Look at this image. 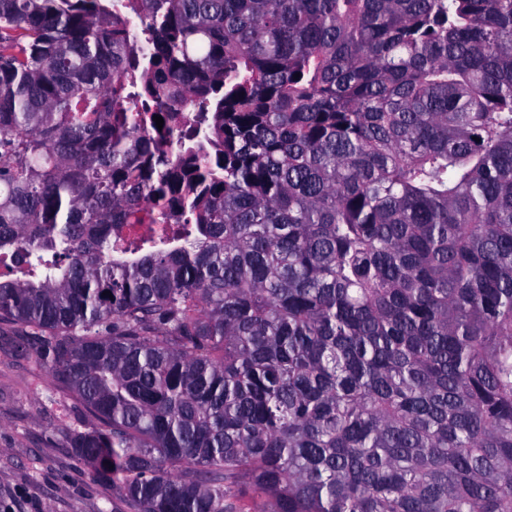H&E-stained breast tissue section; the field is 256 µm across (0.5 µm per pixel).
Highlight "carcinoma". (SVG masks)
I'll return each mask as SVG.
<instances>
[{
  "mask_svg": "<svg viewBox=\"0 0 512 512\" xmlns=\"http://www.w3.org/2000/svg\"><path fill=\"white\" fill-rule=\"evenodd\" d=\"M2 266L130 512H512V0H0Z\"/></svg>",
  "mask_w": 512,
  "mask_h": 512,
  "instance_id": "obj_1",
  "label": "carcinoma"
}]
</instances>
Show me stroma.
I'll return each mask as SVG.
<instances>
[{
  "label": "stroma",
  "mask_w": 512,
  "mask_h": 512,
  "mask_svg": "<svg viewBox=\"0 0 512 512\" xmlns=\"http://www.w3.org/2000/svg\"><path fill=\"white\" fill-rule=\"evenodd\" d=\"M23 343L0 333V512H126L71 446L96 421Z\"/></svg>",
  "instance_id": "1"
}]
</instances>
